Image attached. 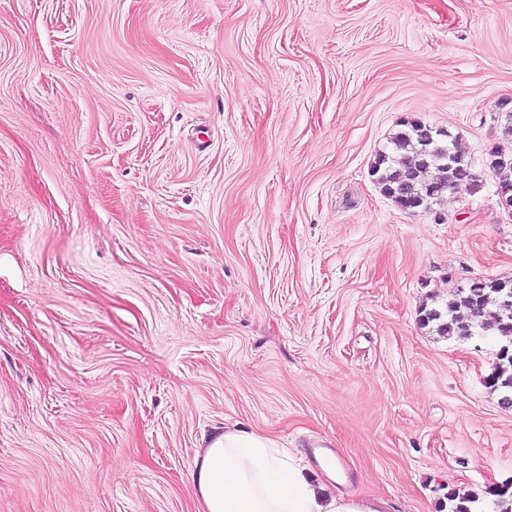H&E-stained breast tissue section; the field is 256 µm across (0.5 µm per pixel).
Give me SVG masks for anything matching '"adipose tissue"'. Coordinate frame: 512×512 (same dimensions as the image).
<instances>
[{
    "label": "adipose tissue",
    "mask_w": 512,
    "mask_h": 512,
    "mask_svg": "<svg viewBox=\"0 0 512 512\" xmlns=\"http://www.w3.org/2000/svg\"><path fill=\"white\" fill-rule=\"evenodd\" d=\"M203 445L190 477L205 512H387L380 498L326 493L262 433L218 429Z\"/></svg>",
    "instance_id": "1"
}]
</instances>
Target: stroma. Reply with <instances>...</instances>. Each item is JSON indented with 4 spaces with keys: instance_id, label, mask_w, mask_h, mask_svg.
I'll list each match as a JSON object with an SVG mask.
<instances>
[{
    "instance_id": "1",
    "label": "stroma",
    "mask_w": 512,
    "mask_h": 512,
    "mask_svg": "<svg viewBox=\"0 0 512 512\" xmlns=\"http://www.w3.org/2000/svg\"><path fill=\"white\" fill-rule=\"evenodd\" d=\"M509 111L512 0H0V512H205L238 423L389 512L512 478L501 337L420 321L512 280ZM407 117L480 188L385 197ZM489 168L501 175L498 195L512 202V152L508 154L499 147L491 148L489 152ZM488 385L504 393L501 404L505 408H512V342L502 345L496 355L493 371L489 375ZM510 402V404H505Z\"/></svg>"
}]
</instances>
